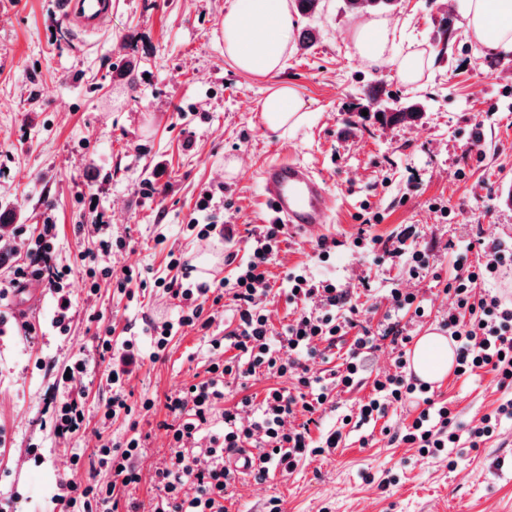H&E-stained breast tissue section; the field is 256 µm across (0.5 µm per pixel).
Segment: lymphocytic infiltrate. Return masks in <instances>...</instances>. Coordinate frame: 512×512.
Listing matches in <instances>:
<instances>
[{
	"label": "lymphocytic infiltrate",
	"instance_id": "f902f5d3",
	"mask_svg": "<svg viewBox=\"0 0 512 512\" xmlns=\"http://www.w3.org/2000/svg\"><path fill=\"white\" fill-rule=\"evenodd\" d=\"M283 233L280 224L252 229L250 259L228 285L200 282L189 287L173 280L163 285L165 293L176 300L178 312L173 319L151 324L149 335L154 352L164 351L171 335L182 328H209V320L202 317L205 302L220 303L228 294L238 316L229 340L240 356L237 363L216 368L207 379L194 383L192 389L167 396L165 407L172 421L165 430L172 437L173 448L168 461L154 472L153 483L159 494L151 512H224V497L239 478L230 459L248 447L255 450V479H265L275 470L292 473L303 459L319 449L313 444L311 427L316 414L325 409L330 391L336 387L353 389L362 380L361 355L374 349L376 337L370 330L360 329L358 307L351 305L347 292L335 284L287 274L289 300L303 301L304 306L281 329L271 325L262 306L263 285L266 268L278 251ZM12 239L15 249L24 251L27 260L10 270L8 287L21 289L35 282L48 290L58 305L54 323L59 330H67L70 271L55 263V224L45 222L33 237L13 231ZM475 244L480 251L476 263H468L463 253L456 259V273L447 284L454 302L442 326L457 346L456 374L471 375L479 370L492 373L498 389L506 391V398L481 425L462 428L447 404L435 401L433 390L404 374L409 339L394 324L385 333L398 353L397 371L375 379L372 395L359 407L358 421L362 424L385 417L393 405L418 408L417 417L396 438L430 458L441 457L446 449L458 447L463 441L470 447H479L497 435L503 421H512V298L484 287L486 281L512 271V250L480 238ZM354 327L359 334L345 362L330 375H311L316 342L335 343ZM98 346L110 358L108 385L112 397L104 409L105 417L110 418L129 408L123 384L142 351L132 337L123 341L115 360L110 357L111 337H99ZM260 369L295 379L294 391L271 388L261 402L246 397L239 408L225 411L224 428L212 438L207 464H198L187 445L210 425L216 404L224 398L225 378L248 377ZM139 449L140 440L136 437L122 447L103 444L97 455L109 470L111 483L99 487L91 473L82 480L66 479V494L55 499L57 512H140L136 503L120 500L122 493L140 482L135 465ZM188 483L193 485V493L185 492Z\"/></svg>",
	"mask_w": 512,
	"mask_h": 512
}]
</instances>
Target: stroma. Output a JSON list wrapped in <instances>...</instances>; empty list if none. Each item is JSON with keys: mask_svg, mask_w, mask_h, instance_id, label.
I'll use <instances>...</instances> for the list:
<instances>
[{"mask_svg": "<svg viewBox=\"0 0 512 512\" xmlns=\"http://www.w3.org/2000/svg\"><path fill=\"white\" fill-rule=\"evenodd\" d=\"M231 0H120L105 31L78 35L63 24L54 0H0V209L27 234L44 219L57 226V262L71 268L72 319L68 332L54 325L56 303L40 294L26 317L0 301V492L16 494L18 512H50L72 467L95 464L99 440L121 445L140 436L137 460L143 505L157 494L155 468L170 455L159 424L169 419L165 397L202 379L210 362H237L232 347L215 351L211 339L231 332L230 299H222L208 333H176L159 359L150 348L124 388L130 415L104 419L112 395L95 340L111 332L113 346L146 336L152 319L175 315L172 300L155 287L173 279L171 253L211 257L212 277L233 279L248 259V232L267 223L259 173L270 160L288 157L310 166L334 200L324 229L288 237L268 265L264 300L274 327L287 324L293 307L281 289L285 275L302 271L335 283L369 308L377 329L399 316L410 336L441 328L451 299L445 286L455 274L459 247L476 237L512 245V56L493 54L466 27L467 0H398L384 18L393 32L388 53L425 51L431 65L416 85L401 83L392 66H367L351 32L359 16L344 0H324L313 25L316 42L292 45L276 79L248 75L224 58L221 34ZM455 32L441 50V22ZM294 86L306 118L282 135L260 120V103L272 82ZM385 84L398 101L418 100L412 123L384 122L371 111L370 94ZM480 132L481 153L471 152ZM236 174H229L230 161ZM165 187L144 195L145 183ZM214 194L210 219L231 228L230 238L201 241L187 224L202 191ZM379 222L362 225L363 210ZM107 217L94 222L95 212ZM390 247L406 243L429 257L416 275L405 257L374 258L355 247L359 233ZM113 243L111 251L100 240ZM330 241L328 256L320 244ZM141 268L146 290L128 294L114 280L123 267ZM111 268L93 280L90 270ZM408 288L425 316L395 313L392 288ZM34 326L26 335L25 326ZM80 357L87 369L73 392L86 427L53 437L54 417L45 395L64 365ZM394 355L380 342L366 360L363 384L335 389L312 437L341 428L335 452L300 462L288 475L270 473L260 483H239L228 512H512V423L477 448L452 449L427 459L391 440L386 428L412 422L416 409L391 407L377 424L342 425L343 416L367 401L376 376L395 373ZM293 381L267 372L229 384L231 407L243 397L262 400L272 387ZM503 396L492 375L447 374L434 399L458 420L477 424ZM151 409H143L145 399ZM456 469H449V459Z\"/></svg>", "mask_w": 512, "mask_h": 512, "instance_id": "1", "label": "stroma"}]
</instances>
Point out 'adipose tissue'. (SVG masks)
Returning a JSON list of instances; mask_svg holds the SVG:
<instances>
[{
  "label": "adipose tissue",
  "mask_w": 512,
  "mask_h": 512,
  "mask_svg": "<svg viewBox=\"0 0 512 512\" xmlns=\"http://www.w3.org/2000/svg\"><path fill=\"white\" fill-rule=\"evenodd\" d=\"M297 25L288 0H232L224 12V56L239 71L272 78L282 70ZM467 29L471 37L493 53L512 55V0H469ZM375 18L361 22L354 46L371 67L386 63L388 38ZM304 102L295 87L276 85L261 102L260 119L274 133L289 132L305 120ZM454 354L445 336L430 332L413 349L414 367L430 380L445 377Z\"/></svg>",
  "instance_id": "ef3b65f1"
}]
</instances>
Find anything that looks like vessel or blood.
<instances>
[{"label": "vessel or blood", "mask_w": 512, "mask_h": 512, "mask_svg": "<svg viewBox=\"0 0 512 512\" xmlns=\"http://www.w3.org/2000/svg\"><path fill=\"white\" fill-rule=\"evenodd\" d=\"M117 0H55V9L73 32L97 35L104 31ZM260 179L274 222L307 236L327 223L332 200L325 182L307 166L288 160L266 164Z\"/></svg>", "instance_id": "obj_1"}]
</instances>
